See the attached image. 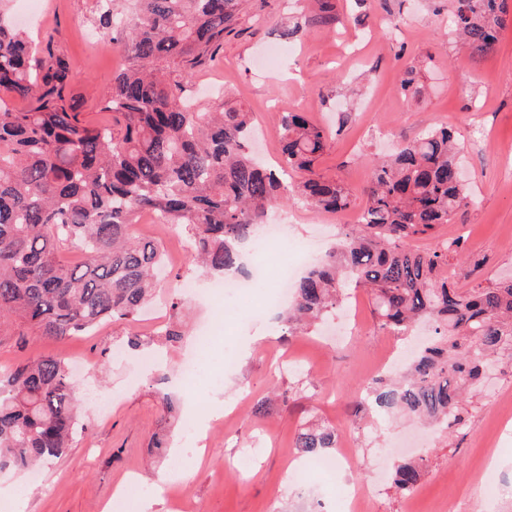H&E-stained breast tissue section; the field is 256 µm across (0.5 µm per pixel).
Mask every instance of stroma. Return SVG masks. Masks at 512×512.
<instances>
[{
	"label": "stroma",
	"instance_id": "35a3bbf8",
	"mask_svg": "<svg viewBox=\"0 0 512 512\" xmlns=\"http://www.w3.org/2000/svg\"><path fill=\"white\" fill-rule=\"evenodd\" d=\"M244 0L234 30L214 63L192 82L197 109L242 107L252 113L261 149L269 162L279 156L285 110L306 113L329 132L318 169L343 183L364 203L370 158L418 139L428 129L447 127L461 144L460 164L479 205L464 218L416 240L419 249L460 236L462 256L449 260L448 282L458 288L490 286L512 277V23L499 33L492 52L473 58L454 42L447 11L436 0ZM6 9L37 44L52 42L69 61V95L80 111L96 118L95 98L107 90L124 58L100 23L98 0H40L37 16L25 15V0H6ZM299 27L297 37L288 28ZM292 47L281 64L263 68L270 46ZM415 70L409 90L400 83ZM486 132L487 149H473L474 128ZM276 212L296 215L294 243L333 248L349 227L353 211L317 212L291 202ZM138 237L159 240L168 273L147 312L136 321H114L92 335L62 342L39 336L0 335V371L40 354L60 352L70 362L86 426L66 455L26 473L2 472L0 485L28 490L25 512H108L116 491L138 483L150 490L148 512H175L186 501L191 512H316L318 505L344 499L356 486L374 492L372 512H512V493L490 498L480 482L489 475L512 485V434L504 436L497 461L485 467L487 441L498 431L495 410L512 402V369L488 371L465 432L449 435L400 417L354 414L352 396L373 376L387 350L403 351L408 340L381 329L363 289H355L361 327L349 329L336 307L308 333L287 334L278 310L247 321L225 315L221 300L207 298L210 285L180 251L182 229L153 223L144 213L133 226ZM196 280L199 293L179 289ZM179 310H171L172 300ZM180 317L189 333L160 348L157 370L144 373L140 355L128 350L130 334L153 335ZM223 326L215 360L224 367V402L191 399L182 389L181 365L194 354L192 333ZM260 336L250 355L241 340ZM174 410H166V398ZM267 402L260 413L257 405ZM224 422L203 433L205 453L182 446L188 419ZM316 418L335 426L339 441L352 445L356 461L335 477L310 474L305 487L294 475L307 461L294 446L302 423ZM167 447H152L155 433ZM423 457L428 468L412 496L397 494L389 473L392 449Z\"/></svg>",
	"mask_w": 512,
	"mask_h": 512
}]
</instances>
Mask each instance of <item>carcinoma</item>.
Wrapping results in <instances>:
<instances>
[{"label":"carcinoma","instance_id":"carcinoma-1","mask_svg":"<svg viewBox=\"0 0 512 512\" xmlns=\"http://www.w3.org/2000/svg\"><path fill=\"white\" fill-rule=\"evenodd\" d=\"M241 0H140L121 26L127 64L96 103L112 124L87 122L68 95L67 61L36 51L0 13V327L16 336L60 341L107 321L132 320L151 299L162 246L132 232L142 212L182 227L205 273L236 267L268 210L299 200L342 213L354 199L317 164L328 133L304 112L283 113L279 170L249 151L251 113L195 112L183 93L231 33ZM452 31L472 54L489 52L509 16V0H448ZM26 107L9 105L12 99ZM459 144L435 128L387 159L371 162L361 222L295 285L281 321L309 326L347 296L346 284L372 297L380 328L408 333L431 321L433 341L400 381H374L361 399L391 412L465 424V396L476 394L486 361L512 360V280L454 288L443 275L459 255L454 237L431 250L410 240L466 215L477 197L457 176ZM78 247L72 264L63 252ZM77 386L60 354L40 355L0 372V471L60 458L83 430ZM294 447L313 457L336 447V427L300 429ZM417 460L395 466L393 488L413 492Z\"/></svg>","mask_w":512,"mask_h":512}]
</instances>
